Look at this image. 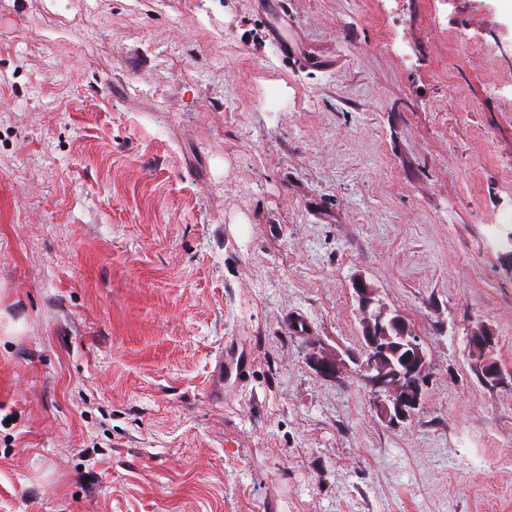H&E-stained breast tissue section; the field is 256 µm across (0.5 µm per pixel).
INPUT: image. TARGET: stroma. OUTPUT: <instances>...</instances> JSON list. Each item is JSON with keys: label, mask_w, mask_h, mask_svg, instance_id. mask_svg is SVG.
<instances>
[{"label": "stroma", "mask_w": 512, "mask_h": 512, "mask_svg": "<svg viewBox=\"0 0 512 512\" xmlns=\"http://www.w3.org/2000/svg\"><path fill=\"white\" fill-rule=\"evenodd\" d=\"M508 212L504 0H0V512H512ZM358 277L399 428L308 362ZM354 291L362 320L368 321L370 315L377 319L376 330L373 323H367L363 329V352L366 360L345 352V356L356 365L352 369L342 353L321 343H313L310 364L321 375L329 378H339L347 372L363 376L377 393L375 412L383 422L392 427L412 422L422 404L426 381V354L406 319L397 311L386 307L374 288L359 281L355 284ZM387 323L399 329L400 336L397 338L404 344L397 345L400 349L407 350V363L402 370L389 369L381 363L391 351V346L386 342L391 343L392 338L383 333ZM469 339L472 355L476 357V359L480 358L477 360L478 369L483 370L488 377L494 378L495 381L500 382L503 376L500 366L494 361L486 360L485 354L486 350L494 344V333L488 327H481V329L475 331L473 336H470ZM480 353H482V356H479Z\"/></svg>", "instance_id": "obj_1"}]
</instances>
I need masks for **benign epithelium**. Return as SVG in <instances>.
<instances>
[{
	"label": "benign epithelium",
	"instance_id": "obj_1",
	"mask_svg": "<svg viewBox=\"0 0 512 512\" xmlns=\"http://www.w3.org/2000/svg\"><path fill=\"white\" fill-rule=\"evenodd\" d=\"M354 291L366 321L362 336L366 358L345 356L315 343L309 361L325 377L338 378L350 371L364 377L377 393V416L387 425L399 427L413 421L421 407L426 354L406 319L386 307L375 289L359 281ZM494 340L491 329L483 327L470 337V346L478 358V369L499 382L503 376L500 366L484 356Z\"/></svg>",
	"mask_w": 512,
	"mask_h": 512
}]
</instances>
